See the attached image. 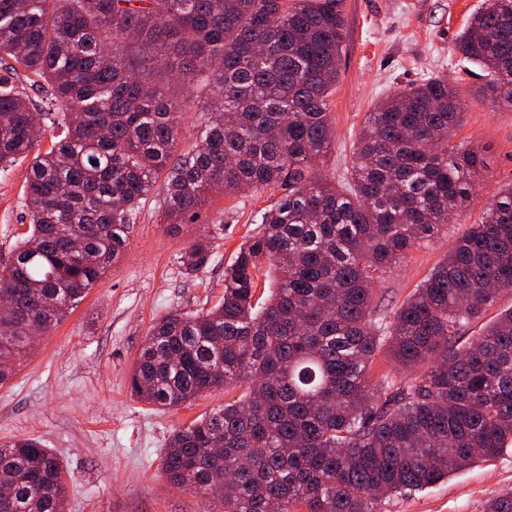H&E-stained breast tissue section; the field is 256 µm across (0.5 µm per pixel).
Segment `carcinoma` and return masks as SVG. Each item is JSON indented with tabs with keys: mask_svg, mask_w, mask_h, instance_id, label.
Returning <instances> with one entry per match:
<instances>
[{
	"mask_svg": "<svg viewBox=\"0 0 512 512\" xmlns=\"http://www.w3.org/2000/svg\"><path fill=\"white\" fill-rule=\"evenodd\" d=\"M343 0H0V171L28 162L29 230L0 268V384L120 259L164 176L163 224H194L211 192L284 193L224 269V297L152 326L130 379L163 409L241 395L175 429L169 481L219 512H380L512 448V308L460 344L512 292V184L392 313L374 286L475 193L485 163L449 132L456 89L432 75L368 113L347 176L313 174L332 149L329 97ZM455 49L486 71L478 96L512 107V0H489ZM60 104L43 152L16 67ZM197 112L181 146L180 113ZM205 236L181 253L191 277ZM278 272L257 295L263 264ZM386 351L396 381L370 375ZM221 452H215V449ZM0 512H64L59 458L31 437L0 445Z\"/></svg>",
	"mask_w": 512,
	"mask_h": 512,
	"instance_id": "carcinoma-1",
	"label": "carcinoma"
}]
</instances>
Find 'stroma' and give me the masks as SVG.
<instances>
[{
  "mask_svg": "<svg viewBox=\"0 0 512 512\" xmlns=\"http://www.w3.org/2000/svg\"><path fill=\"white\" fill-rule=\"evenodd\" d=\"M486 0H343L345 42L330 97L335 148L317 167L337 181L351 165L353 144L368 112L395 89L447 75L465 112L455 141L478 147L487 174L438 238L410 251L375 286L398 308L439 264L454 241L480 223L488 203L512 182V109L479 103L485 73L464 59L455 40ZM20 165L0 177V265L29 228ZM277 189L214 195L195 224L159 221L162 184L137 219L119 261L73 312L41 335L32 353L0 385V444L39 439L68 472L65 512H217L214 498L170 484L163 453L174 429L223 406L215 389L190 404L161 409L134 398L129 379L155 321L167 312L196 314L224 296V267L256 232L258 211ZM210 238L212 258L195 277L181 273L180 254L197 235ZM512 491V450L458 471L422 491L382 501V512H484L488 500Z\"/></svg>",
  "mask_w": 512,
  "mask_h": 512,
  "instance_id": "obj_1",
  "label": "stroma"
}]
</instances>
